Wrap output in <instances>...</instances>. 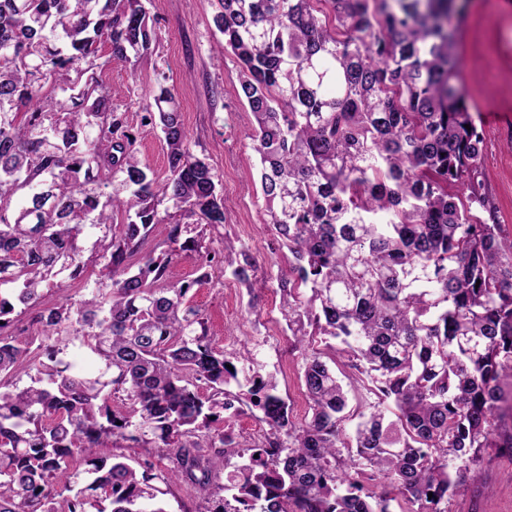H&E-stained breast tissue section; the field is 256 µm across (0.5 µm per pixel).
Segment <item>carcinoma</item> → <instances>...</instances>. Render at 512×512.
<instances>
[{
	"instance_id": "1",
	"label": "carcinoma",
	"mask_w": 512,
	"mask_h": 512,
	"mask_svg": "<svg viewBox=\"0 0 512 512\" xmlns=\"http://www.w3.org/2000/svg\"><path fill=\"white\" fill-rule=\"evenodd\" d=\"M218 4L262 223L291 255L278 288L308 413L292 419L273 373H244L252 354L216 350L189 302L218 273L255 300L259 266L205 244L226 222L221 179L173 91L157 83L142 117L163 134L160 182L98 79L101 45L136 64L160 40L144 0H0V512H56L80 469L67 512H168L160 482L204 512H451L487 449L512 457V238L482 192L459 0ZM183 254L199 275L173 283ZM99 264L109 281L42 307ZM19 305L38 353L10 331ZM71 335L97 371L58 357ZM248 410L267 426L252 443L232 427ZM109 447L168 465L97 457Z\"/></svg>"
}]
</instances>
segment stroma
I'll use <instances>...</instances> for the list:
<instances>
[{"label":"stroma","instance_id":"1","mask_svg":"<svg viewBox=\"0 0 512 512\" xmlns=\"http://www.w3.org/2000/svg\"><path fill=\"white\" fill-rule=\"evenodd\" d=\"M162 38L139 68L101 56L99 74L112 103L141 130L139 157L155 177L168 173L160 130L141 124L149 90L172 86L191 151L205 156L223 182L226 222L212 234L211 247L245 244L263 273L256 285L257 312L247 309L244 288L230 277L196 284L189 294L207 319L212 344L227 353L252 352L265 371L276 373L294 417L307 401L300 381L301 359L288 351V330L275 277L288 268V252L261 222L262 200L249 178L256 163L248 134L253 117L241 98L240 68L224 52V37L213 17L218 0H150ZM459 85L472 116L483 130V190L505 235H512V0H465L459 46ZM482 479L453 500L451 512H512V460L486 453Z\"/></svg>","mask_w":512,"mask_h":512}]
</instances>
